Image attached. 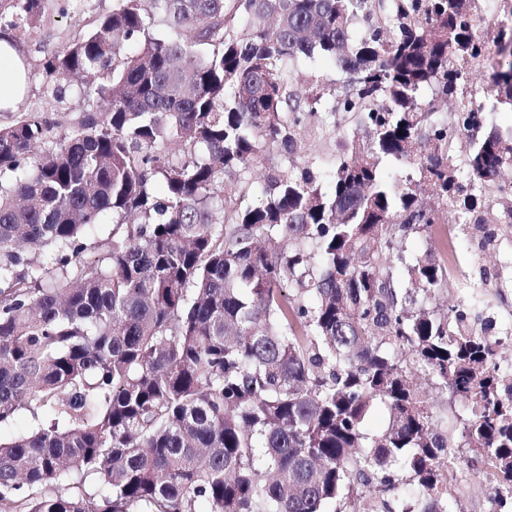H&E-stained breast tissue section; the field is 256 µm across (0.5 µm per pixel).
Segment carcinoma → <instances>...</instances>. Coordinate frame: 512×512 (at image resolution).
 I'll return each instance as SVG.
<instances>
[{
	"label": "carcinoma",
	"instance_id": "cac0c4a2",
	"mask_svg": "<svg viewBox=\"0 0 512 512\" xmlns=\"http://www.w3.org/2000/svg\"><path fill=\"white\" fill-rule=\"evenodd\" d=\"M44 2L0 0V26ZM476 2L115 0L45 53L54 99L96 106L0 126V424L56 415L0 441V512H448L467 471L512 512L495 274L444 309L450 265L404 248L472 224L482 252L512 217V128L465 92L486 68L512 107V0L490 41ZM315 55L336 87L294 70ZM324 132L326 173L302 153Z\"/></svg>",
	"mask_w": 512,
	"mask_h": 512
}]
</instances>
